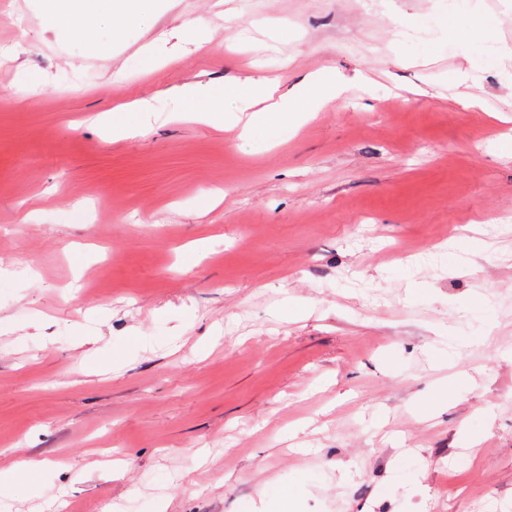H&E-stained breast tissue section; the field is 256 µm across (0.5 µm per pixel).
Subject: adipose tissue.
I'll return each mask as SVG.
<instances>
[{
  "label": "adipose tissue",
  "mask_w": 512,
  "mask_h": 512,
  "mask_svg": "<svg viewBox=\"0 0 512 512\" xmlns=\"http://www.w3.org/2000/svg\"><path fill=\"white\" fill-rule=\"evenodd\" d=\"M156 0H43L44 13L53 25L74 31L90 25L112 23L114 20L146 21ZM349 86L333 73L316 74L305 79L292 97L279 95L271 81L257 79L225 93L212 84L185 85L178 88L180 97L196 102L195 116L209 120L225 96H232L236 111L249 113L245 132L260 129L274 134L288 118L305 119L307 113L318 111L348 91Z\"/></svg>",
  "instance_id": "1"
}]
</instances>
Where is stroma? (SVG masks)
Instances as JSON below:
<instances>
[{
  "mask_svg": "<svg viewBox=\"0 0 512 512\" xmlns=\"http://www.w3.org/2000/svg\"><path fill=\"white\" fill-rule=\"evenodd\" d=\"M3 53L0 474L44 464L11 512H512V0H160L118 35L0 0ZM325 68L351 92L274 138L170 93ZM143 99L136 136L85 122Z\"/></svg>",
  "mask_w": 512,
  "mask_h": 512,
  "instance_id": "obj_1",
  "label": "stroma"
}]
</instances>
